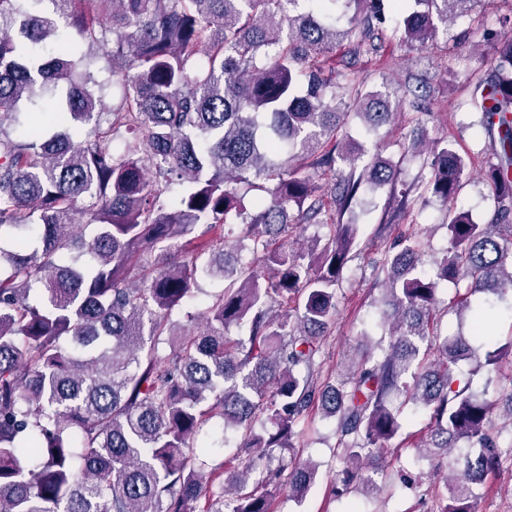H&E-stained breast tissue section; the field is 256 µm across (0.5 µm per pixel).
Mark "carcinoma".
<instances>
[{
  "mask_svg": "<svg viewBox=\"0 0 512 512\" xmlns=\"http://www.w3.org/2000/svg\"><path fill=\"white\" fill-rule=\"evenodd\" d=\"M42 2L0 0V234L35 239L0 247V512H275L277 491L300 501L318 478L294 453L315 410L335 422L337 494L417 487L423 473L379 465L399 451L408 404L428 418L414 448L430 465L433 512H477L476 486L512 464V343L492 348L486 328L512 298V38L471 95L495 158L484 170L494 210L479 224L454 206L468 162L448 142L404 144L427 175L400 191L393 165L365 159L363 144L328 147L349 108L371 135L428 83L409 74L367 90L350 64L326 66L344 44L355 60L377 55L389 29L423 48L477 0H95L107 28L85 0H51V14ZM87 48L109 57L124 104L77 140L67 120L103 115L79 70ZM23 100L42 110L18 140L1 126ZM123 131L133 138L117 151ZM308 169L331 183L330 200ZM259 181L267 197L247 199ZM384 187L385 226L413 191L448 204V246L427 270L419 231L378 251L375 316L389 339L332 383L321 350L358 237L343 219L362 190ZM218 224L242 226L235 245L151 262ZM311 224L324 234L295 250ZM149 268L150 285L130 287ZM202 278L224 289L201 315L172 320ZM448 282L467 336L436 317ZM232 325L247 336L229 338ZM463 360L487 370L482 389ZM215 418L240 432L242 469L209 466Z\"/></svg>",
  "mask_w": 512,
  "mask_h": 512,
  "instance_id": "obj_1",
  "label": "carcinoma"
}]
</instances>
